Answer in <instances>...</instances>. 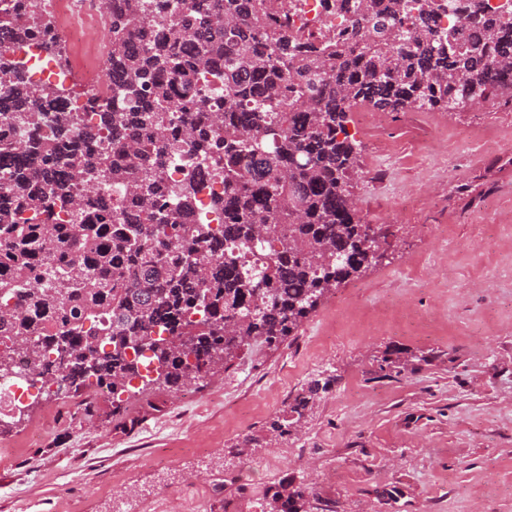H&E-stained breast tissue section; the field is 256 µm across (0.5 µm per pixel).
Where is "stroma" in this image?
<instances>
[{
	"label": "stroma",
	"mask_w": 512,
	"mask_h": 512,
	"mask_svg": "<svg viewBox=\"0 0 512 512\" xmlns=\"http://www.w3.org/2000/svg\"><path fill=\"white\" fill-rule=\"evenodd\" d=\"M349 118L353 193L364 220L392 225L390 260L193 401L157 385L118 417L105 393L86 408L30 397L0 434V512H111L116 498L126 512H266L283 482L337 512H512V111L385 112L374 132ZM408 194L425 201L409 217L394 209ZM395 346L419 360L387 376L374 358ZM329 376L301 432L231 454Z\"/></svg>",
	"instance_id": "1"
}]
</instances>
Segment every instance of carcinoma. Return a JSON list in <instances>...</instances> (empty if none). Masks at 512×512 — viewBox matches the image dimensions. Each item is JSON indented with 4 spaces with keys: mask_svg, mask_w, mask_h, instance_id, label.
Returning a JSON list of instances; mask_svg holds the SVG:
<instances>
[{
    "mask_svg": "<svg viewBox=\"0 0 512 512\" xmlns=\"http://www.w3.org/2000/svg\"><path fill=\"white\" fill-rule=\"evenodd\" d=\"M336 0L362 15L350 36L275 34L277 0L173 2L169 34L149 40L147 0H119L109 19L112 103L97 132L73 131L66 113L47 124L39 101L67 97L62 83L24 81L29 59L9 50L42 22L27 0L0 12V377L26 362L36 380L56 378L50 348L73 391L86 369L114 393L197 384L253 343L277 349L342 283L376 264L384 225L359 214L351 182L361 144L349 112L447 111L479 95L512 107V11L459 0L465 24L437 23L436 0ZM66 79L61 44H37ZM224 87L208 98L200 81ZM184 149L183 179L168 180L166 153ZM224 183L214 201L224 224L193 222L197 176ZM59 212L65 224H43ZM201 309L199 321L186 319ZM98 324L107 349L85 342ZM42 334L33 335L35 327ZM150 352L140 367L135 355ZM426 360L400 348L379 368ZM299 394L243 448L279 443L318 400ZM269 512H333L292 483L273 488Z\"/></svg>",
    "mask_w": 512,
    "mask_h": 512,
    "instance_id": "obj_1",
    "label": "carcinoma"
}]
</instances>
